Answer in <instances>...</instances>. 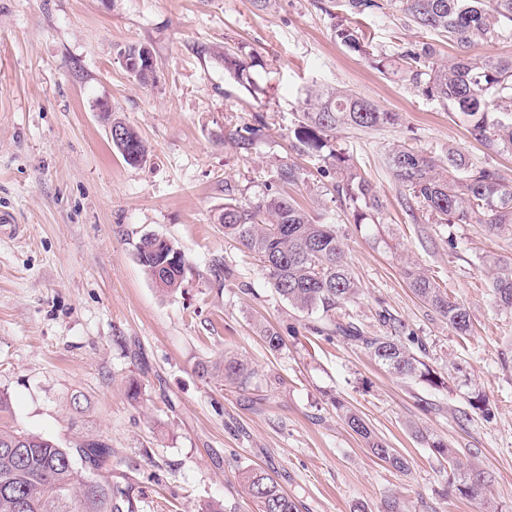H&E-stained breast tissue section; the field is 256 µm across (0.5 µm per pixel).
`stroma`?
<instances>
[{
	"label": "stroma",
	"instance_id": "1",
	"mask_svg": "<svg viewBox=\"0 0 512 512\" xmlns=\"http://www.w3.org/2000/svg\"><path fill=\"white\" fill-rule=\"evenodd\" d=\"M378 2L352 18L374 56L427 43L437 61L455 57L439 33ZM336 13L332 0H0V210L22 227L0 230V393L9 398L0 422L65 448L108 444L113 472L136 474L139 512H199L207 500L257 512L238 477L251 468L272 475L299 512H382L393 495L403 512H480L447 494L448 462L418 428L490 472L485 502L512 512V313L494 303L486 265L512 262V231L436 223L406 207L385 165L399 145L439 160L454 150L512 184V151L475 140L413 77L349 52L334 37ZM131 45L150 48L154 82L124 67ZM219 47L260 59L255 90L229 76ZM311 87L350 90L400 115L328 139L373 184L382 202L373 223H352L335 176L294 136ZM104 103L145 141L143 162L113 148ZM283 162L300 172L289 196L335 225L361 284L342 317L380 336L387 311L422 341L437 384L391 375L363 348L315 334L321 312L288 305L225 236L226 198L276 192ZM148 234L183 255L176 293L159 291L137 261ZM408 262L469 309V335L415 296ZM267 327L283 337L279 350L264 343ZM228 358L253 377L225 381ZM478 392L491 417L460 421ZM340 401L409 459L408 473L371 454Z\"/></svg>",
	"mask_w": 512,
	"mask_h": 512
}]
</instances>
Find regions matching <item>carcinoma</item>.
I'll return each mask as SVG.
<instances>
[{"label": "carcinoma", "mask_w": 512, "mask_h": 512, "mask_svg": "<svg viewBox=\"0 0 512 512\" xmlns=\"http://www.w3.org/2000/svg\"><path fill=\"white\" fill-rule=\"evenodd\" d=\"M410 24L440 33L457 50L446 63L433 61L435 51L425 44L418 52L397 59L374 60L382 73H402L408 59L424 67V92L448 105L476 140L512 150V58H476L469 50L479 39H491L512 24V0H395ZM336 40L352 53L367 57L369 46L349 24L334 28ZM224 70L239 84L251 83L250 68L240 54L229 49L214 52ZM304 123L295 132L297 140L317 153L335 170L337 194L353 207L355 224H367L379 209L372 184L349 158L337 150L322 153L325 136L340 128L371 129L394 125L396 112L386 111L347 90L309 89L304 100ZM122 136L113 146L119 153L144 158L148 148L132 127L118 124ZM387 168L406 198L442 224H484L491 231L512 226V185L498 174L476 166L454 151L447 163L413 149L399 146L388 153ZM276 182L295 184L298 172L288 163L279 164ZM224 233L237 239L258 257L271 288L300 311H322L329 331L366 350L389 372L421 380L430 379V369L402 340L404 326L393 327L396 335L368 336L353 322L336 318V310L359 294L343 243L332 224H320L286 194H270L255 202L233 198L224 202ZM137 259L145 275L163 293L182 287L184 259L164 238L144 237L137 246ZM408 285L421 300L448 321L458 334L471 331L469 310L448 298V293L417 268L404 271ZM492 296L499 307L512 312V263H494ZM254 374L238 360L224 361V379L245 383ZM336 409L347 426L359 435L371 453L393 470L406 474L409 460L387 447L366 421L343 402ZM427 444L434 454L448 460V491L471 500L483 498L487 472L466 468L448 441L435 436ZM258 512H298L295 500L267 472L247 470L241 474ZM133 483L123 475L112 479V449L99 440H86L75 448H62L41 434L0 425V512H136ZM79 504V510L72 508Z\"/></svg>", "instance_id": "obj_1"}]
</instances>
